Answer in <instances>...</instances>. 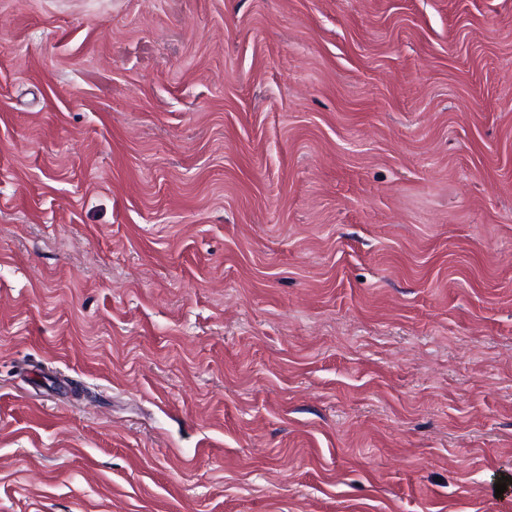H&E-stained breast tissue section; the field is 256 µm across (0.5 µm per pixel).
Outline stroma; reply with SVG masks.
I'll list each match as a JSON object with an SVG mask.
<instances>
[{
    "label": "stroma",
    "instance_id": "35a3bbf8",
    "mask_svg": "<svg viewBox=\"0 0 512 512\" xmlns=\"http://www.w3.org/2000/svg\"><path fill=\"white\" fill-rule=\"evenodd\" d=\"M512 0H0V512H512Z\"/></svg>",
    "mask_w": 512,
    "mask_h": 512
}]
</instances>
